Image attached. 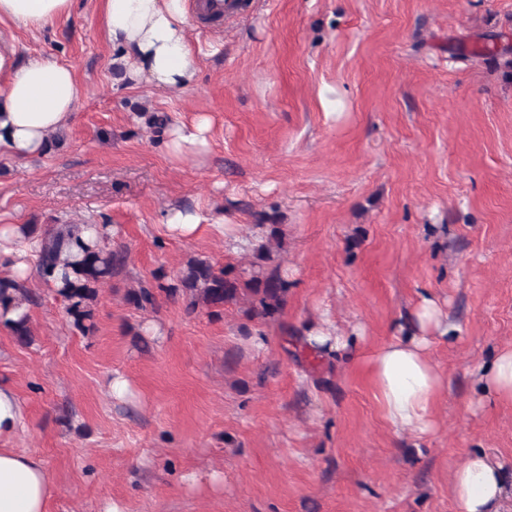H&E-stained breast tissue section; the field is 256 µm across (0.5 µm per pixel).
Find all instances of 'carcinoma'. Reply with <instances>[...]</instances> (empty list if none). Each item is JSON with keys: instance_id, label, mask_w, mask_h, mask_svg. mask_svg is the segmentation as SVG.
<instances>
[{"instance_id": "cac0c4a2", "label": "carcinoma", "mask_w": 512, "mask_h": 512, "mask_svg": "<svg viewBox=\"0 0 512 512\" xmlns=\"http://www.w3.org/2000/svg\"><path fill=\"white\" fill-rule=\"evenodd\" d=\"M79 232L78 224H62L46 232L41 240L39 265L43 278L53 285L56 295L64 302L73 325L87 333L95 327L93 306L98 286L112 274L114 267L125 263L126 256L121 251L106 249L99 241L82 240ZM161 291L174 299L185 298L189 312L201 306L217 316L225 305L244 299L249 304V317L272 319L286 304L288 282L276 267L241 280L223 269L217 273L211 265L191 260L186 271ZM129 299L141 309L156 305V294L143 285L131 292ZM26 301L27 292L21 283L0 278V313L18 312L16 318L5 320L3 325L22 344L32 341Z\"/></svg>"}]
</instances>
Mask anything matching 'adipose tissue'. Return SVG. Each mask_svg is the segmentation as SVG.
Masks as SVG:
<instances>
[{
	"label": "adipose tissue",
	"instance_id": "ef3b65f1",
	"mask_svg": "<svg viewBox=\"0 0 512 512\" xmlns=\"http://www.w3.org/2000/svg\"><path fill=\"white\" fill-rule=\"evenodd\" d=\"M72 0H0V22L38 31L66 15ZM108 36L128 83L144 82L181 92L197 81L199 59L189 38L185 0H104ZM83 95L72 67L48 56L21 58L0 37V149L20 160L43 155L51 133L69 122ZM211 118L198 114L192 126L169 132L167 148L179 159L206 149ZM40 238L23 224H0V267L19 282L37 276ZM439 302L420 293L408 323L368 355L376 396L387 420L401 432L435 429L432 411L446 377L431 357L436 340L456 333ZM477 384L489 400L512 402V348L477 369ZM26 427L24 408L12 387L0 382V512H48L58 493L43 460L12 447ZM458 512H503L506 484L501 466L485 451L469 454L452 476Z\"/></svg>",
	"mask_w": 512,
	"mask_h": 512
}]
</instances>
